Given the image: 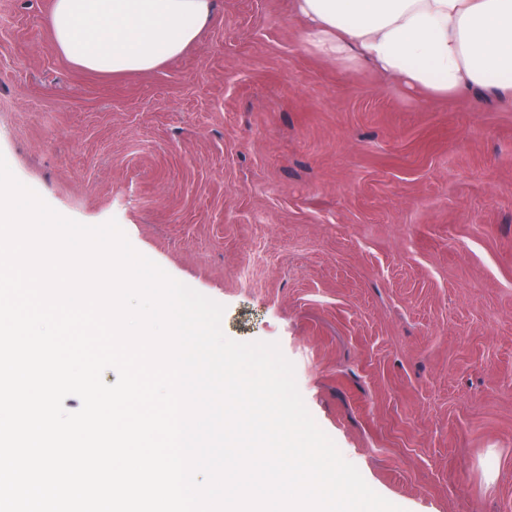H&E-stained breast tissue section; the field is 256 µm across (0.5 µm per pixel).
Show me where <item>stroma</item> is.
I'll return each mask as SVG.
<instances>
[{"mask_svg":"<svg viewBox=\"0 0 512 512\" xmlns=\"http://www.w3.org/2000/svg\"><path fill=\"white\" fill-rule=\"evenodd\" d=\"M51 6L0 0L15 177L278 343L402 512H512V107L328 62L292 0H216L182 54L115 75L58 53Z\"/></svg>","mask_w":512,"mask_h":512,"instance_id":"stroma-1","label":"stroma"}]
</instances>
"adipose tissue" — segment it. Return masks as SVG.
I'll return each instance as SVG.
<instances>
[{
  "instance_id": "obj_1",
  "label": "adipose tissue",
  "mask_w": 512,
  "mask_h": 512,
  "mask_svg": "<svg viewBox=\"0 0 512 512\" xmlns=\"http://www.w3.org/2000/svg\"><path fill=\"white\" fill-rule=\"evenodd\" d=\"M323 58L366 65L411 92L512 104V0H293ZM215 0H53L56 49L97 73H144L178 56Z\"/></svg>"
}]
</instances>
